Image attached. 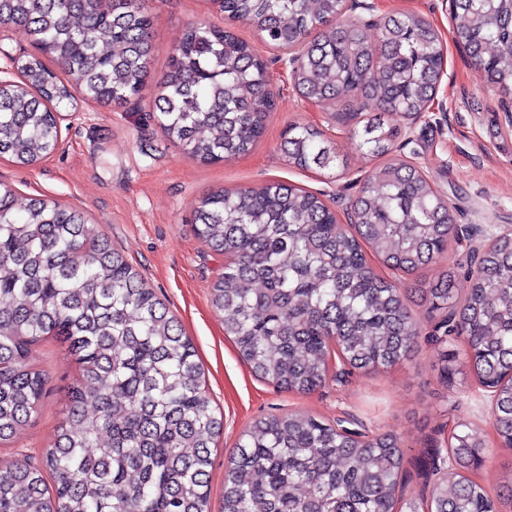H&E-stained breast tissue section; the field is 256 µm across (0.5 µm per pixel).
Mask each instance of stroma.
Segmentation results:
<instances>
[{
    "label": "stroma",
    "mask_w": 512,
    "mask_h": 512,
    "mask_svg": "<svg viewBox=\"0 0 512 512\" xmlns=\"http://www.w3.org/2000/svg\"><path fill=\"white\" fill-rule=\"evenodd\" d=\"M379 16L414 12L441 33L446 60L434 103L417 119L384 114L398 132L394 159L422 170L455 204L468 241L449 243L435 263L412 273L378 266L396 279L410 311L421 321L419 349L410 358L378 373L329 374L309 394L277 388L254 377L224 334V318L211 305L210 292L224 270L222 255L210 251L194 234V213L202 197L221 188L260 186L285 180L321 196L340 223L361 179L381 165V158L361 147L358 135L374 105L354 95L323 106L303 98L282 73L276 50L260 45L250 22L225 21L211 0H146L156 18L153 28V78L138 98L102 106L78 100L61 122L54 153L23 167L0 157V188L13 191L17 203L43 196L84 211L100 226L113 248L142 275L181 323L205 372V389L224 416V432L211 452L210 512H223L224 467L241 433L254 420L304 412L367 435H396L405 452L406 499L428 496L432 461L448 457V436L455 425L479 427L489 448L486 462L471 479L496 493L512 471V449L501 447L492 426L489 397L470 371L445 379L442 361L461 356L460 343L432 341L440 321L428 312L420 291L447 270L466 264L470 248L512 229V93L493 89L463 44L452 36L449 0H374ZM194 23L226 26L257 46L270 61L275 109L256 147L247 154L203 164L186 157L161 133L152 113L157 77L173 45ZM317 128L334 148L330 168L299 169L284 152L294 124ZM29 364L45 373L46 392L38 411L14 439L0 445V463L42 464L61 421L68 389L79 366L66 346L47 337L33 345Z\"/></svg>",
    "instance_id": "stroma-1"
}]
</instances>
